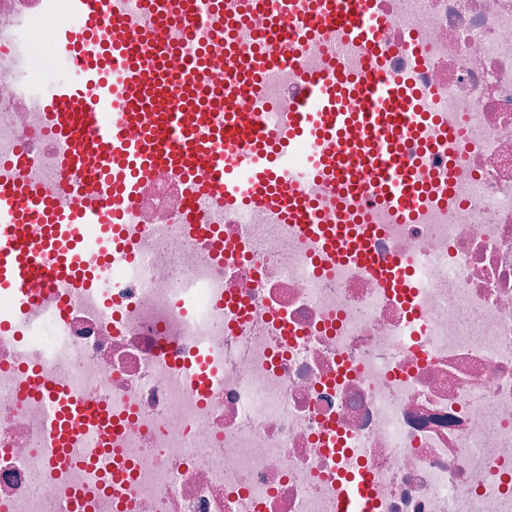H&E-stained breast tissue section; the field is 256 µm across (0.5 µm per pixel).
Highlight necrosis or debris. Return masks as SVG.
Wrapping results in <instances>:
<instances>
[{
  "mask_svg": "<svg viewBox=\"0 0 512 512\" xmlns=\"http://www.w3.org/2000/svg\"><path fill=\"white\" fill-rule=\"evenodd\" d=\"M66 6L0 0V156L39 170L55 141L31 92L51 74L28 36ZM371 7L387 72L457 137L426 162L451 198L434 186L407 223L367 199L407 287L235 209L221 240L191 234L159 174L106 288L0 294V512H342L362 479L368 512H512V0ZM38 381L91 411L69 465L45 452Z\"/></svg>",
  "mask_w": 512,
  "mask_h": 512,
  "instance_id": "4bbe7bcc",
  "label": "necrosis or debris"
}]
</instances>
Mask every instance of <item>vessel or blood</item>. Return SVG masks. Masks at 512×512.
Masks as SVG:
<instances>
[{"label":"vessel or blood","instance_id":"1","mask_svg":"<svg viewBox=\"0 0 512 512\" xmlns=\"http://www.w3.org/2000/svg\"><path fill=\"white\" fill-rule=\"evenodd\" d=\"M183 9L159 33L163 0H71L61 17L63 77L39 88L36 105L56 133L55 165L76 170L61 185L22 157L0 158V290L29 298L34 283L54 288L84 272L88 253L130 263L111 235L88 228L126 224L145 181L166 169L193 177L190 202L209 196L273 224H291L330 258L354 254L364 270L379 265L368 240L344 225L327 233L304 190L331 180L340 194L368 196L379 186L399 215L415 203L414 174L400 145L423 123L425 106L378 61L383 18L369 0H277L273 14L257 0H179ZM242 14L253 51L206 35L209 23ZM328 39L311 42L312 26ZM340 46L361 57L352 79ZM284 66L299 92L279 106L280 137L257 124L254 99L265 75ZM313 149L299 166L284 164L295 141ZM42 227L40 240L26 225Z\"/></svg>","mask_w":512,"mask_h":512}]
</instances>
